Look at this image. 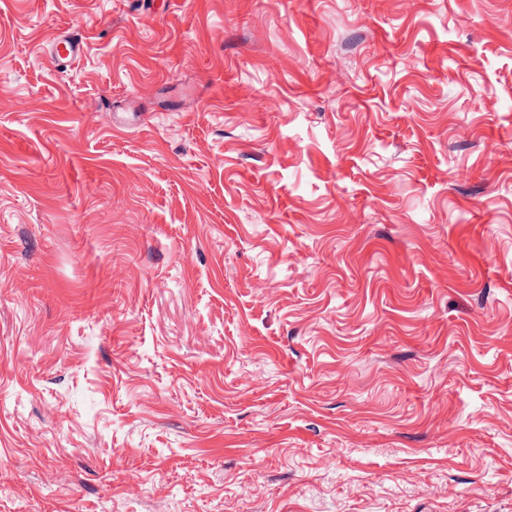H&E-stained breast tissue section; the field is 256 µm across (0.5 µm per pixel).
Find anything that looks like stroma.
Returning a JSON list of instances; mask_svg holds the SVG:
<instances>
[{
  "label": "stroma",
  "mask_w": 512,
  "mask_h": 512,
  "mask_svg": "<svg viewBox=\"0 0 512 512\" xmlns=\"http://www.w3.org/2000/svg\"><path fill=\"white\" fill-rule=\"evenodd\" d=\"M0 512H512V0H0ZM50 50L58 62H74L83 54L84 37L77 30L59 31L50 42Z\"/></svg>",
  "instance_id": "35a3bbf8"
}]
</instances>
